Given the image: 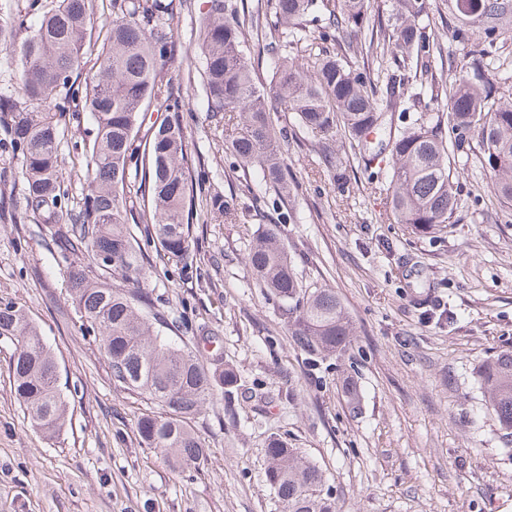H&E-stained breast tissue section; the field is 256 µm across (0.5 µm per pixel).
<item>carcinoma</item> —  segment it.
<instances>
[{"instance_id":"1","label":"carcinoma","mask_w":512,"mask_h":512,"mask_svg":"<svg viewBox=\"0 0 512 512\" xmlns=\"http://www.w3.org/2000/svg\"><path fill=\"white\" fill-rule=\"evenodd\" d=\"M478 2L480 41L470 50L469 73L448 82L436 68L439 34L418 19L428 0H393L388 23L375 35L365 30L376 0H265L264 10L247 14L225 0H209L199 28L203 59L202 91L206 112L234 123L230 149L241 166L259 169L265 188L278 199L293 194L273 112H292L312 136L327 173L340 193L348 188L337 134L369 162L387 150L391 178L386 205L419 235L440 232L458 209L452 163L479 146L482 165L494 176L492 188L501 209L512 210V94L486 75L487 59L502 36L512 32V0H448L452 15ZM176 0H112V23L98 56L94 85L85 92L84 110L94 123L88 146L91 171L84 208L71 225L69 249L85 251L100 267L134 285L126 291L88 279L80 266L68 272L71 298L82 325L97 333L112 369V382L142 391L160 412L141 416V442L159 450L174 466L189 468L207 450L190 421L219 385L233 394L236 373L207 366L186 344L164 334L176 326L155 311L140 283L145 258L138 236L127 226V204L140 200V233L169 258H191L192 225L204 175L189 164L179 112L181 84L162 83L158 74L174 57L175 44L159 28ZM314 10L336 31L340 52L306 69L282 48L280 39L301 27ZM91 0H56L19 45L10 43L14 20L0 16V45L19 58L17 97L0 99V130L5 144L21 157L26 206L32 213L56 214L63 176L58 164L66 109L82 89V60L91 21ZM268 27L262 53L244 48L248 32ZM382 45L395 68L377 81L353 59ZM267 54L269 87L257 82V65ZM419 91H411L413 81ZM440 94L443 109L429 111L427 91ZM424 111H418V108ZM154 121L141 130L140 114ZM293 219L278 213L265 225L247 261L258 287L286 307L288 332L311 363L344 353L353 336L352 320L336 291L305 288L280 240L277 224ZM0 337L18 347L10 369L14 394L33 427L52 431L63 424L67 402L57 385L56 359L37 326L13 305L0 307ZM505 437H512V351L487 359L478 372ZM265 478L283 512H337L336 499L323 491L325 476L315 463L278 435L264 448Z\"/></svg>"}]
</instances>
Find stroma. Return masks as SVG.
Instances as JSON below:
<instances>
[{"mask_svg": "<svg viewBox=\"0 0 512 512\" xmlns=\"http://www.w3.org/2000/svg\"><path fill=\"white\" fill-rule=\"evenodd\" d=\"M207 0H184L161 20L176 52L163 71L179 80L180 119L206 188L230 201L193 225V260L152 258L143 286L176 336L199 344L203 359L222 352L240 377L234 398L215 394L191 425L209 450L204 464L170 465L141 443L135 423L146 395L114 387L110 365L82 328L68 292V267L102 271L65 248L83 205L93 126L74 113L58 154L61 208L44 221L25 208L21 163L0 145V304L26 310L54 351L69 413L50 434L32 427L13 392L15 345L0 341V512H282L265 480L264 448L277 434L320 466L339 512H512V441L488 408L477 369L512 350V215L492 196L478 157L460 159L453 224L412 233L386 207L389 155L364 163L353 152L337 193L295 116L281 150L299 192L288 202L264 193L257 169L243 170L227 146L232 127L209 117L198 93L199 18ZM443 69L455 78L469 41L452 36L448 0H430ZM303 64L336 53L335 35L309 23L288 40ZM293 221L280 237L303 285L334 289L354 336L347 351L313 366L294 345L281 307L257 288L247 255L264 222L254 194ZM352 379L358 407L342 384Z\"/></svg>", "mask_w": 512, "mask_h": 512, "instance_id": "stroma-1", "label": "stroma"}]
</instances>
